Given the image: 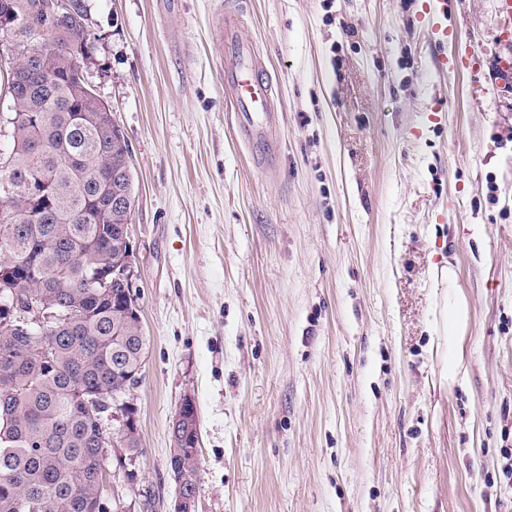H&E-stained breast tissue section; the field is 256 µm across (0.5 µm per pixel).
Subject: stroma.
Wrapping results in <instances>:
<instances>
[{
  "label": "stroma",
  "mask_w": 512,
  "mask_h": 512,
  "mask_svg": "<svg viewBox=\"0 0 512 512\" xmlns=\"http://www.w3.org/2000/svg\"><path fill=\"white\" fill-rule=\"evenodd\" d=\"M88 85L128 142L147 337L138 479L169 512L196 402L197 512H512V92L442 72L432 0H83ZM236 10L278 112L257 169L224 95ZM450 20L494 51V0ZM453 266L465 370L440 386ZM194 414L193 416L191 414ZM193 430H198L197 439H199V423L197 409L194 399L191 396H186L180 404L177 412L172 421V437L173 448L171 449V456L168 459V469L173 475L179 476L181 473H187L190 481L184 483L182 487L183 493L188 497H193L195 493L196 483L199 481V467L197 461V440H192V437L187 439L189 448H184L183 453L179 454V448H183L186 436Z\"/></svg>",
  "instance_id": "1"
}]
</instances>
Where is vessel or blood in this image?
<instances>
[{
  "instance_id": "obj_1",
  "label": "vessel or blood",
  "mask_w": 512,
  "mask_h": 512,
  "mask_svg": "<svg viewBox=\"0 0 512 512\" xmlns=\"http://www.w3.org/2000/svg\"><path fill=\"white\" fill-rule=\"evenodd\" d=\"M495 14L496 37L500 45L497 56L489 59L480 50L470 47L464 56L442 58V69L478 72L489 66L497 74L512 78V0H497ZM235 27V15L226 14L219 42L224 66V88L235 119L251 145L252 163L267 168L272 166L276 158L273 136L276 115L272 109V88L253 49L238 39Z\"/></svg>"
}]
</instances>
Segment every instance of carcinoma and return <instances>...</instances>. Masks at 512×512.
<instances>
[{"instance_id": "cac0c4a2", "label": "carcinoma", "mask_w": 512, "mask_h": 512, "mask_svg": "<svg viewBox=\"0 0 512 512\" xmlns=\"http://www.w3.org/2000/svg\"><path fill=\"white\" fill-rule=\"evenodd\" d=\"M37 3L0 0L8 36L25 49V84L8 82L11 140L0 146L12 155L0 184L13 190H0V253L17 265L21 293L76 319L0 331V512H103V418L84 399L121 391L147 340L136 319L121 316L123 289L100 288L91 274L119 254L125 219L112 209V189L128 188L132 159L98 97L75 93L71 59L91 44L49 28ZM33 29L40 40H30ZM187 442L168 469L188 475L182 491L192 497L197 441Z\"/></svg>"}]
</instances>
